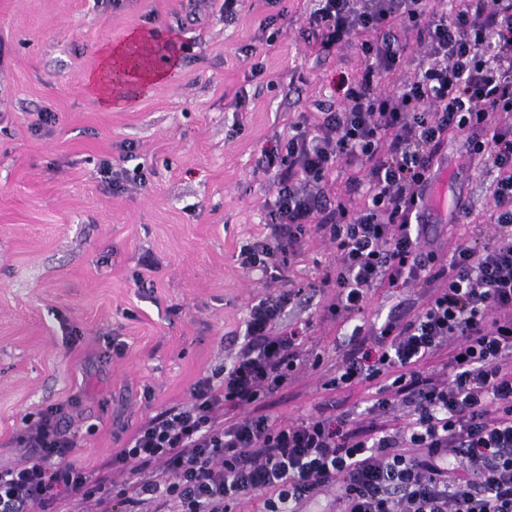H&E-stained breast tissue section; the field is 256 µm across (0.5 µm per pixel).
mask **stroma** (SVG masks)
<instances>
[{
	"label": "stroma",
	"mask_w": 512,
	"mask_h": 512,
	"mask_svg": "<svg viewBox=\"0 0 512 512\" xmlns=\"http://www.w3.org/2000/svg\"><path fill=\"white\" fill-rule=\"evenodd\" d=\"M311 6L242 0L228 19L219 0H0V463L27 461L23 417L64 404L79 442L71 462L100 467L148 417L189 402L199 377L231 362L250 305L270 289L236 258L265 232L273 176L257 162L315 102L337 101L339 75L358 65L352 47L317 53L302 31ZM136 27L175 35L179 66L129 107L106 110L86 77L99 46ZM43 112L55 122L40 124ZM464 142L448 138V195L472 214L433 226L443 256L486 231L492 175L468 168ZM101 159L143 166L146 185L112 190ZM335 260L310 235L288 277L316 281ZM429 293L422 283L371 289L356 323L410 319ZM334 294L321 289L290 312L307 359L322 363L270 397L279 420L326 403L362 417L367 385L322 387L349 351L351 326L324 315ZM113 339L122 355H108Z\"/></svg>",
	"instance_id": "obj_1"
}]
</instances>
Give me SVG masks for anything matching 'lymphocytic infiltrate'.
I'll return each instance as SVG.
<instances>
[{"instance_id":"1","label":"lymphocytic infiltrate","mask_w":512,"mask_h":512,"mask_svg":"<svg viewBox=\"0 0 512 512\" xmlns=\"http://www.w3.org/2000/svg\"><path fill=\"white\" fill-rule=\"evenodd\" d=\"M304 31L320 51L357 46L339 108L290 125L258 164L274 171L265 234L237 254L246 272L284 283L309 233L336 263L306 290L282 288L251 305L222 380L200 377L191 400L149 417L114 457L164 481L112 483L73 465L64 406L23 418L31 453L0 467V512H57L70 496L99 512H300L336 491V512H512V0H314ZM423 52L397 91L384 84L409 45ZM452 133L494 175L491 234L447 259L426 247L427 190ZM360 163L365 201L330 202L338 161ZM434 283L411 319L375 332L356 325L370 289ZM335 289L328 313L353 322V351L324 389L369 384L367 418L318 414L289 422L265 411L304 362L296 329L281 330L304 292ZM241 417L220 418L221 410ZM402 409L404 425L391 423Z\"/></svg>"}]
</instances>
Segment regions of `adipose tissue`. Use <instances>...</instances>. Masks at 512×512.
I'll list each match as a JSON object with an SVG mask.
<instances>
[{"label":"adipose tissue","instance_id":"obj_1","mask_svg":"<svg viewBox=\"0 0 512 512\" xmlns=\"http://www.w3.org/2000/svg\"><path fill=\"white\" fill-rule=\"evenodd\" d=\"M156 48V33L141 27L132 29L125 43L99 47L98 66L86 82L101 107L112 110L130 105L133 89H149L176 68L179 58L174 52L169 53L165 67H157Z\"/></svg>","mask_w":512,"mask_h":512}]
</instances>
